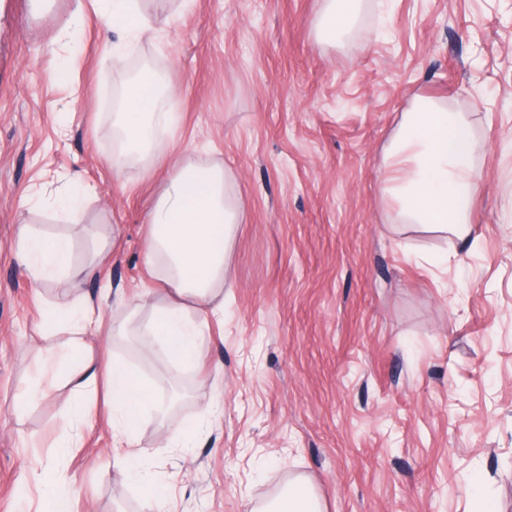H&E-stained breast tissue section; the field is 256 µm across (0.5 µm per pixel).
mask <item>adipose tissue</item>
Listing matches in <instances>:
<instances>
[{
    "mask_svg": "<svg viewBox=\"0 0 512 512\" xmlns=\"http://www.w3.org/2000/svg\"><path fill=\"white\" fill-rule=\"evenodd\" d=\"M123 38L138 41L153 31L137 8V0H103ZM153 80L141 79L123 92L122 109L112 115L118 137L112 166L115 172L140 165L152 176L154 155H167L169 175L148 217L146 259L164 285V296L143 328L153 336L152 352L162 360L193 365L204 340L203 324L224 311V273L228 248L238 222L226 195L224 169L197 164L185 153L167 150L160 138L176 122L174 113L157 109ZM477 148L468 117L430 98H417L403 114L384 152L383 198L387 208L406 224L450 230L458 237L470 232L469 219L477 191L473 156ZM15 255L36 283L74 275L94 276L95 261L75 265L68 239L41 238L20 229ZM77 328L64 353L47 348L55 374L72 387L62 409L67 422H82L89 408L86 389L106 381L112 400V421L118 436L133 441L145 409L166 416V405L150 398L146 387L122 363L100 362L82 331L95 318L92 300L70 304ZM250 512H324L308 481H293L275 500Z\"/></svg>",
    "mask_w": 512,
    "mask_h": 512,
    "instance_id": "1",
    "label": "adipose tissue"
}]
</instances>
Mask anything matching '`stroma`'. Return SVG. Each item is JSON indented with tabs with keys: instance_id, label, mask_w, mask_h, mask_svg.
Returning a JSON list of instances; mask_svg holds the SVG:
<instances>
[{
	"instance_id": "1",
	"label": "stroma",
	"mask_w": 512,
	"mask_h": 512,
	"mask_svg": "<svg viewBox=\"0 0 512 512\" xmlns=\"http://www.w3.org/2000/svg\"><path fill=\"white\" fill-rule=\"evenodd\" d=\"M41 2L0 0V512H40L57 472L72 512H149L134 468L170 512H245L299 476L325 512H512V0H360L333 44L322 0H138L155 34L121 53L92 0ZM135 61L179 115L168 141L223 166L239 214L224 315L186 369L101 330L153 313L144 237L168 161L147 179L111 158ZM418 96L471 121L476 245L383 203V152ZM87 186L78 218L58 210ZM23 226L98 258L95 277L34 285ZM82 298L100 305L95 355L197 426L189 447L161 450L149 413L127 449L100 391L64 455L68 385L16 409L72 333L49 307Z\"/></svg>"
}]
</instances>
